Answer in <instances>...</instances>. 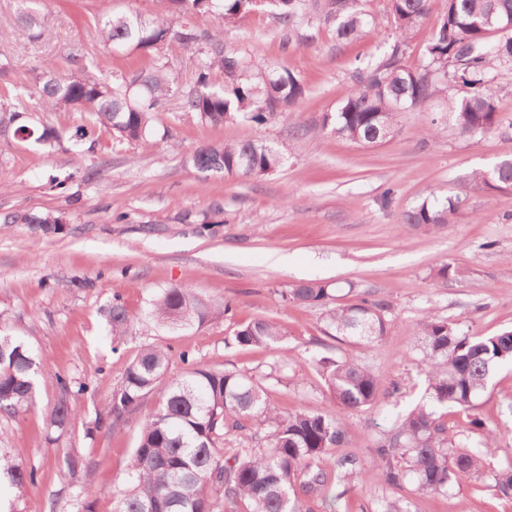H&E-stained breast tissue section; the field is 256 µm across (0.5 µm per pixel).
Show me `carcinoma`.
<instances>
[{
    "instance_id": "carcinoma-1",
    "label": "carcinoma",
    "mask_w": 512,
    "mask_h": 512,
    "mask_svg": "<svg viewBox=\"0 0 512 512\" xmlns=\"http://www.w3.org/2000/svg\"><path fill=\"white\" fill-rule=\"evenodd\" d=\"M21 18L32 39L44 31L28 0ZM167 12L184 17L218 14L231 21L255 7L248 0H163ZM399 42L382 63L360 73L358 84L324 126L334 135L370 146L394 136L402 112H430L446 98L449 120L463 135L485 134L502 123L492 90L495 76L512 71V0H443L440 27L426 49L425 64L404 63L401 42L420 25L431 0H389ZM273 9L288 38L295 39L300 26L307 27L301 43H313L323 24H335L336 40L349 41L374 31L361 9V0H264ZM97 36L112 48L134 50L152 58L160 46L185 49L205 44V59L196 80L179 85L166 65L153 62L113 80L60 77L53 64L40 67V81L32 92L21 84L0 86V130L14 128V136L51 148L63 133L26 124L37 110L82 112L86 121L69 136L80 148L96 129L136 141L152 130L155 112L171 95L181 99L182 111L203 124H222L237 118L264 125L277 115L290 117L305 95L306 86L288 68L270 73L249 54L224 49L222 34L201 33L188 22L174 25L165 17L147 19L139 13L104 11L95 20ZM222 81L216 82L211 71ZM284 153L265 142L245 141L209 145L193 155L202 172L235 174L242 178L268 176L284 164ZM475 178L499 190L512 188V160H505ZM458 202L441 206L424 201L405 215L418 229L433 231L448 223ZM2 224H33L49 231L59 223L50 215L7 214ZM285 303L325 306L333 289L320 281H307L282 293ZM391 306L379 299L360 297L327 310L326 320L336 338L371 346L387 336ZM232 312L228 301L203 299L191 289L174 285L152 300L154 324L171 328L199 327ZM112 335L119 339L136 330L138 317L120 301L108 308ZM412 339L431 380V403H422L399 416L377 439L373 465L393 487L410 483L416 494L446 493L455 485L482 474L491 454L497 430L476 416L472 427L484 435L479 447L456 440L436 406L470 410L487 388L494 371L512 364V328L492 336L461 330L436 315L413 328ZM283 338L281 327L265 318L238 325L233 342L241 347H271ZM185 366L168 378L170 348L155 344L142 347L113 389L104 412L96 414L87 430L109 425L122 428L125 416L150 394L158 396L157 408L141 424L138 443L129 465L126 487L115 501L114 512H314L313 505L334 506L363 468L354 456H336L334 449L346 438L341 415L300 409L280 410L269 396L270 387L241 370H212L195 362L184 351ZM42 360L17 337L0 330V415L15 418L35 405L36 378ZM325 383L334 403L344 413L367 409L377 403L382 380L366 365L350 357H321ZM60 397L48 414L49 426L67 431L78 416L70 398L91 390V384L56 376ZM238 447L227 448V441ZM69 478L70 512H92V487L84 481L87 458L71 450L59 459ZM20 493L37 483V470L17 463L8 450L0 449V479ZM494 488L512 499V462L500 465L492 475Z\"/></svg>"
}]
</instances>
